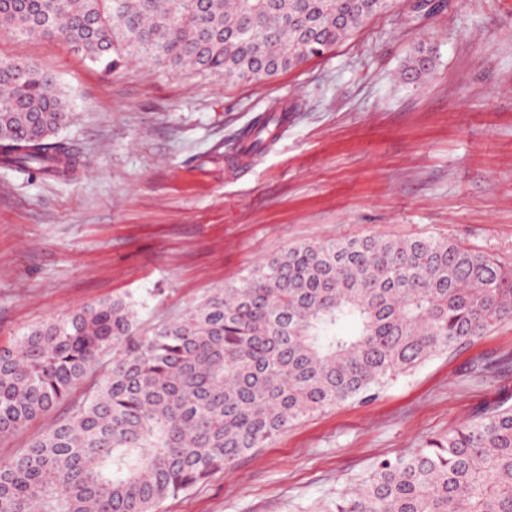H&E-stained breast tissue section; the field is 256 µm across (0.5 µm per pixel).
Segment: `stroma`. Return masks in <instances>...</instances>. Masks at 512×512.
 I'll list each match as a JSON object with an SVG mask.
<instances>
[{
  "instance_id": "1",
  "label": "stroma",
  "mask_w": 512,
  "mask_h": 512,
  "mask_svg": "<svg viewBox=\"0 0 512 512\" xmlns=\"http://www.w3.org/2000/svg\"><path fill=\"white\" fill-rule=\"evenodd\" d=\"M435 66L397 78L420 46ZM0 58L69 101L64 179L0 166V347L83 306L134 303L142 335L302 242L451 238L512 265V0H393L269 81L227 85L0 31ZM289 109L276 141L242 132ZM0 438V461L65 416ZM512 405V320L431 357L372 401L305 417L160 512H320L379 460Z\"/></svg>"
}]
</instances>
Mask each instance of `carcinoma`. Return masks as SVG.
I'll list each match as a JSON object with an SVG mask.
<instances>
[{
    "label": "carcinoma",
    "mask_w": 512,
    "mask_h": 512,
    "mask_svg": "<svg viewBox=\"0 0 512 512\" xmlns=\"http://www.w3.org/2000/svg\"><path fill=\"white\" fill-rule=\"evenodd\" d=\"M392 0H0V29L53 37L107 71L127 58L224 80H270L344 41ZM434 67L420 48L408 82ZM42 129L26 140L34 117ZM66 98L0 59V164L64 178ZM282 106L244 132L273 142ZM512 320V268L454 239L289 247L152 336L122 298L0 348V437L26 428L112 353L71 415L0 462V512H159L303 417L363 402L426 360ZM326 512H512V406L381 461Z\"/></svg>",
    "instance_id": "1"
}]
</instances>
